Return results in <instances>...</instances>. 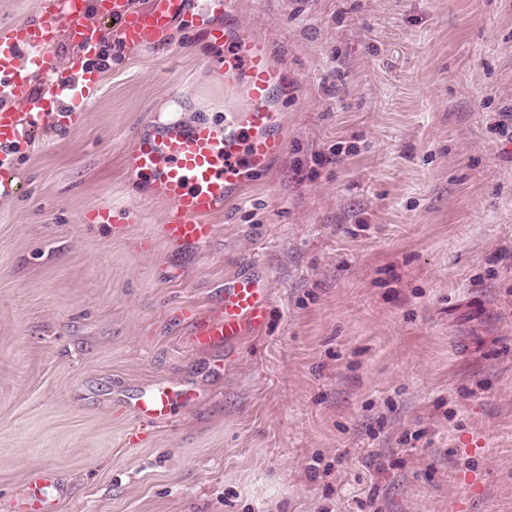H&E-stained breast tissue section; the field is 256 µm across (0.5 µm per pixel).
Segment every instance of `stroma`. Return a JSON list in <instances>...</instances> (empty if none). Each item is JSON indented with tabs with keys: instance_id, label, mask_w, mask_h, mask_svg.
Here are the masks:
<instances>
[{
	"instance_id": "1",
	"label": "stroma",
	"mask_w": 512,
	"mask_h": 512,
	"mask_svg": "<svg viewBox=\"0 0 512 512\" xmlns=\"http://www.w3.org/2000/svg\"><path fill=\"white\" fill-rule=\"evenodd\" d=\"M283 77L287 140L167 242L128 169L162 102L224 114L223 15L124 46L85 118L46 125L0 197V512L50 466L58 512H512V0H237ZM138 206L124 235L98 211ZM263 278L261 335L191 348ZM199 395L127 441L157 385ZM480 488L464 494V479Z\"/></svg>"
}]
</instances>
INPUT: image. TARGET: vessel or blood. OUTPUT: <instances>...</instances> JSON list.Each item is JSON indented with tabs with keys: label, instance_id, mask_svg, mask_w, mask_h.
Here are the masks:
<instances>
[{
	"label": "vessel or blood",
	"instance_id": "1",
	"mask_svg": "<svg viewBox=\"0 0 512 512\" xmlns=\"http://www.w3.org/2000/svg\"><path fill=\"white\" fill-rule=\"evenodd\" d=\"M91 8L119 21L124 42L135 46L168 41L176 23L190 17L193 5L191 0H151L146 10L136 11L130 0H47L38 19L0 30V96L27 102L23 112L0 105V196L17 193L12 171L35 131L50 122L66 127L77 121V113L66 106L68 94L89 98L98 88L97 78L82 64L57 70L47 52L63 22L75 42L94 50L98 33L84 20ZM208 35L228 51L221 77L225 94L243 95V104L225 111L220 120L145 132L136 138L128 156L132 174L148 177L153 194L173 204L174 211L160 233L174 243L209 238L213 233L210 217L222 212L239 186L265 172L286 149L281 116L273 106L281 76L265 43L238 25L213 27ZM25 57L45 75L44 94L31 95L30 74L21 64ZM98 218L112 222L120 232L126 225L139 223L141 212L103 210ZM179 312L197 324L186 339L188 345L228 344L266 327L269 291L258 277L243 275L225 285L218 314L201 320L194 307L183 306ZM194 398L190 389L158 386L140 396L129 411L141 422L166 420L175 404ZM58 498L52 471L38 467L31 471L16 507L18 512H57Z\"/></svg>",
	"mask_w": 512,
	"mask_h": 512
}]
</instances>
